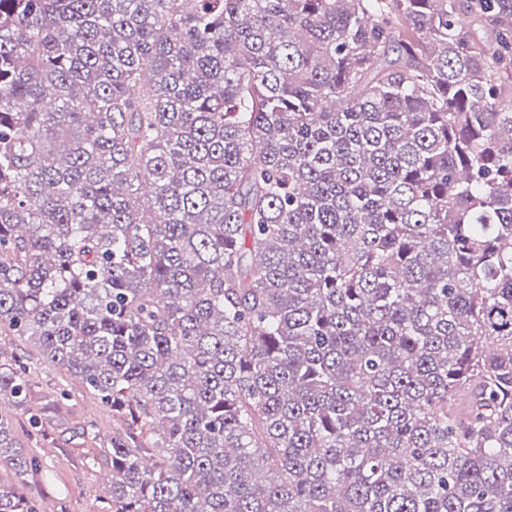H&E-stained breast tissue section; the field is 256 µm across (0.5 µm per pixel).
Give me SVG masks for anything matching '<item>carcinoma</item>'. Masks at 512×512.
I'll list each match as a JSON object with an SVG mask.
<instances>
[{
  "label": "carcinoma",
  "mask_w": 512,
  "mask_h": 512,
  "mask_svg": "<svg viewBox=\"0 0 512 512\" xmlns=\"http://www.w3.org/2000/svg\"><path fill=\"white\" fill-rule=\"evenodd\" d=\"M2 331L104 512H512V0H0ZM0 348L9 357L11 353L20 357L39 397L28 413L14 405L2 411L20 445L40 461V470L24 482V492L42 509L53 512H101L106 504L102 502L105 484L100 478L110 475V467L99 448L107 447L118 427L112 421V411L76 380L45 363L38 351L19 337L2 332ZM62 390L66 396L56 405ZM47 406L51 409H43ZM32 413L40 415L37 426L32 424ZM90 423L94 425L92 433L82 435V427Z\"/></svg>",
  "instance_id": "cac0c4a2"
}]
</instances>
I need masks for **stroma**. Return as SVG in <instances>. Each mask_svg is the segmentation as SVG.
<instances>
[{
  "mask_svg": "<svg viewBox=\"0 0 512 512\" xmlns=\"http://www.w3.org/2000/svg\"><path fill=\"white\" fill-rule=\"evenodd\" d=\"M0 350L20 357L38 393L31 413L11 407L4 414L20 445L40 462L24 492L45 512H101V478L110 467L100 450L117 428L110 409L19 337L1 333ZM88 425L93 428L89 434L84 431Z\"/></svg>",
  "mask_w": 512,
  "mask_h": 512,
  "instance_id": "obj_1",
  "label": "stroma"
}]
</instances>
